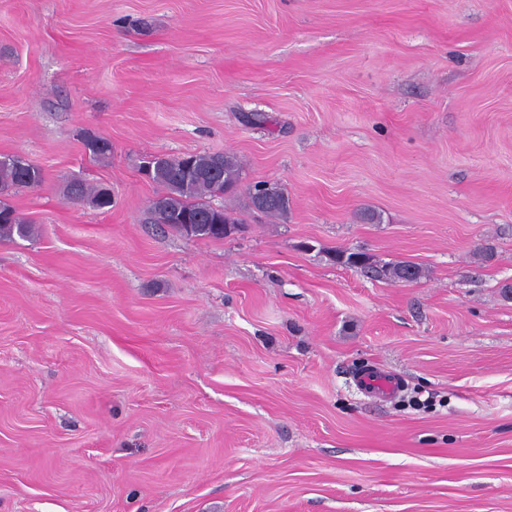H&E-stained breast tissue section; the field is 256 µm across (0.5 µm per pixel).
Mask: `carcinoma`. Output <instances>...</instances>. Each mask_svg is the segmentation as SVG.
<instances>
[{
	"label": "carcinoma",
	"instance_id": "carcinoma-1",
	"mask_svg": "<svg viewBox=\"0 0 512 512\" xmlns=\"http://www.w3.org/2000/svg\"><path fill=\"white\" fill-rule=\"evenodd\" d=\"M85 147L95 157L111 152L110 143L95 135L85 139ZM140 169L147 171V178L163 187V192L152 200L150 222L167 226L190 238L219 241L241 228V219L225 209H216L205 199L216 194L233 193L242 178V164L231 154L188 153L184 155L154 154L143 161ZM44 181L42 168L34 164L22 165L10 155L0 160V193L9 194L19 187H37ZM72 200L88 201L93 207L103 209L112 206L110 192L104 188L89 187L71 182L65 188ZM248 207L272 217L288 214L290 200L281 188L274 187L273 194L264 195L258 187L249 189ZM34 228L19 216L7 201H0V239L15 236L29 238ZM363 252L337 250L334 261L343 266L356 267L375 278L401 282L415 281L422 271L410 262H398L377 266Z\"/></svg>",
	"mask_w": 512,
	"mask_h": 512
}]
</instances>
